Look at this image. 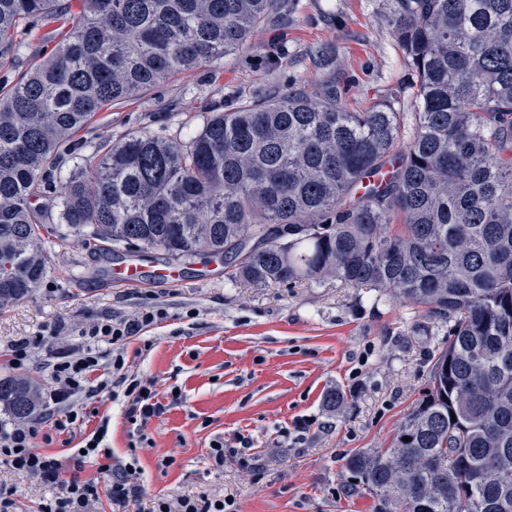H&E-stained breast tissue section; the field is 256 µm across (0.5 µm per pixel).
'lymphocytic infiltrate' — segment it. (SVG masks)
Instances as JSON below:
<instances>
[{"label":"lymphocytic infiltrate","mask_w":512,"mask_h":512,"mask_svg":"<svg viewBox=\"0 0 512 512\" xmlns=\"http://www.w3.org/2000/svg\"><path fill=\"white\" fill-rule=\"evenodd\" d=\"M163 317L162 309L151 307L130 321L105 320L87 328L83 332L82 350L57 356L52 365L48 401L54 410L49 421L40 426L0 424V463L19 477L39 480L57 490L56 496L43 500L40 512H97L98 484L81 476L92 458L98 460L99 473L108 479L113 512H131L132 507L148 497L136 471L110 463L111 452L101 445L108 431L107 422H100L93 432H85L88 414L77 396L90 388L103 391L113 383L124 389L131 421L145 424L164 414L166 406L155 380L130 375L125 359L130 338ZM62 434L82 437L86 452L52 453L50 447L55 436ZM151 500L150 512H236L231 497L218 500L199 494L174 500L157 496Z\"/></svg>","instance_id":"lymphocytic-infiltrate-1"}]
</instances>
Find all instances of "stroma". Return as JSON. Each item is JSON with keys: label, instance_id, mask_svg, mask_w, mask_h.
Segmentation results:
<instances>
[{"label": "stroma", "instance_id": "1", "mask_svg": "<svg viewBox=\"0 0 512 512\" xmlns=\"http://www.w3.org/2000/svg\"><path fill=\"white\" fill-rule=\"evenodd\" d=\"M287 23L252 33L249 48L226 55L219 67L171 75L136 98L99 112L80 131L86 141L121 138L140 130L187 137L210 113L303 85L335 82L340 105L362 112L387 105L412 111L417 78L389 33L388 0H291ZM63 21L21 23L19 54L0 57V89L47 56L63 39ZM52 267L31 297L0 311V378H29L49 391L56 353H71L81 333L105 319L130 320L149 306L165 317L134 337L129 371L157 379L159 389L180 388L181 398L149 420L152 444L130 445L137 430L123 398L80 394L87 410L110 419L104 447L116 463H133L149 497L175 499L206 493L233 497L239 512H375V499L352 484L350 454L389 447L405 414L427 386L436 349L423 320L407 304L333 279L263 288L234 282L230 265L197 257L177 262L175 285L153 283L162 266L153 252L112 255L85 247L79 234L50 228L43 235ZM140 267L138 287L109 283L112 269ZM44 332L50 349L38 350L23 369L7 356L11 344ZM340 403L331 406L329 398ZM312 419L295 435V420ZM251 444V461L212 466L216 439ZM170 467H159L163 457ZM0 489L13 491L16 512H37L49 488L22 480L0 464Z\"/></svg>", "mask_w": 512, "mask_h": 512}]
</instances>
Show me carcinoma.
<instances>
[{"label": "carcinoma", "instance_id": "cac0c4a2", "mask_svg": "<svg viewBox=\"0 0 512 512\" xmlns=\"http://www.w3.org/2000/svg\"><path fill=\"white\" fill-rule=\"evenodd\" d=\"M413 112H347L336 85L214 112L186 140L75 139L104 107L246 45L289 0H82L52 53L0 93V310L49 274L42 232L161 261L224 257L264 288L334 279L443 336L392 446L346 468L377 512H512V0H392ZM63 0H0V55ZM40 387L0 380L31 421ZM409 441H403V438Z\"/></svg>", "mask_w": 512, "mask_h": 512}]
</instances>
